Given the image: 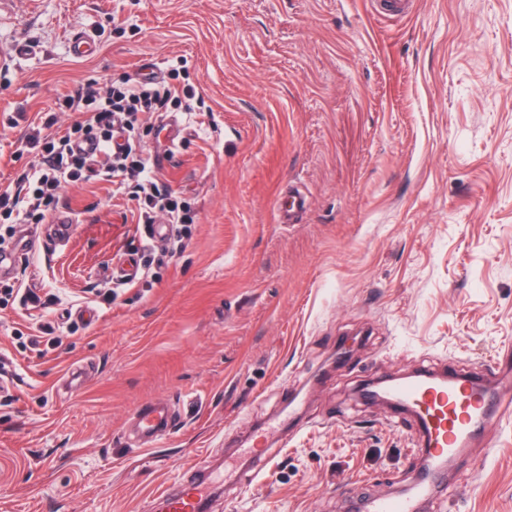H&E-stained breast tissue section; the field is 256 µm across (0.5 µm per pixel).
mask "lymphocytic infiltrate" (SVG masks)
Wrapping results in <instances>:
<instances>
[{
	"label": "lymphocytic infiltrate",
	"instance_id": "lymphocytic-infiltrate-1",
	"mask_svg": "<svg viewBox=\"0 0 512 512\" xmlns=\"http://www.w3.org/2000/svg\"><path fill=\"white\" fill-rule=\"evenodd\" d=\"M184 71V66L173 64L161 81L125 77L103 88L89 81L59 102L56 113L46 114L45 127L55 124L60 111L78 113L79 118L57 137L45 139L37 131L26 136L24 147L40 151L43 162L24 173L16 189H0V222L41 223L46 213L59 207L67 185L95 175L111 182L113 195L136 201L138 223H154L160 214L171 224L193 223L190 204L173 190L159 189L158 172L143 151L150 131L140 123L141 113H163L175 105L193 113L196 91L182 82ZM85 141L97 144L96 163L79 151Z\"/></svg>",
	"mask_w": 512,
	"mask_h": 512
}]
</instances>
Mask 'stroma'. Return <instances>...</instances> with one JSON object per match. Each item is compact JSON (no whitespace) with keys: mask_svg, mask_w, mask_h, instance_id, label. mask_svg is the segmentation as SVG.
I'll use <instances>...</instances> for the list:
<instances>
[{"mask_svg":"<svg viewBox=\"0 0 512 512\" xmlns=\"http://www.w3.org/2000/svg\"><path fill=\"white\" fill-rule=\"evenodd\" d=\"M7 0L0 188L16 141L90 80L187 59L204 101L161 180L190 227L145 237L134 202L68 187L64 242L19 256L0 303V512H153L287 401L303 430L212 512H347L413 484L423 437L368 383L512 353V0ZM93 37L76 60L71 37ZM22 44L29 53H19ZM299 187L297 222L277 199ZM135 279L113 267L127 256ZM61 342L32 346L42 325ZM180 417L151 446L141 406ZM422 512H512V423L460 449Z\"/></svg>","mask_w":512,"mask_h":512,"instance_id":"stroma-1","label":"stroma"}]
</instances>
